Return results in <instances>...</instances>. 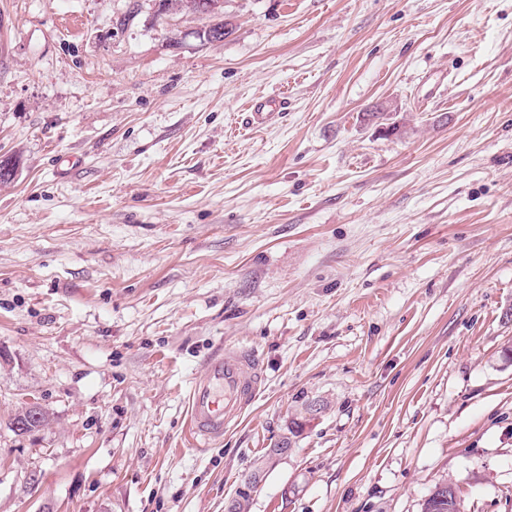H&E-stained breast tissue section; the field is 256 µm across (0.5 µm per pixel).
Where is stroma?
Wrapping results in <instances>:
<instances>
[{"label":"stroma","instance_id":"35a3bbf8","mask_svg":"<svg viewBox=\"0 0 512 512\" xmlns=\"http://www.w3.org/2000/svg\"><path fill=\"white\" fill-rule=\"evenodd\" d=\"M224 18L0 0V512H226L260 465L249 512H512V0ZM238 344L265 389L193 447ZM280 101L264 100L256 102L249 112V123L252 125H265L280 117ZM265 381L264 366L253 348H219L204 377L191 388L189 439L197 448L224 437L225 430L249 406ZM47 424L45 411L35 404L25 406L20 414L12 418L11 426L20 433H31Z\"/></svg>","mask_w":512,"mask_h":512}]
</instances>
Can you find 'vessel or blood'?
Here are the masks:
<instances>
[{"mask_svg":"<svg viewBox=\"0 0 512 512\" xmlns=\"http://www.w3.org/2000/svg\"><path fill=\"white\" fill-rule=\"evenodd\" d=\"M280 102H256L249 114L254 125L279 117ZM265 381L264 366L255 349L244 346L216 350L204 377L191 388L189 439L203 448L223 438L225 430L249 406Z\"/></svg>","mask_w":512,"mask_h":512,"instance_id":"1","label":"vessel or blood"}]
</instances>
